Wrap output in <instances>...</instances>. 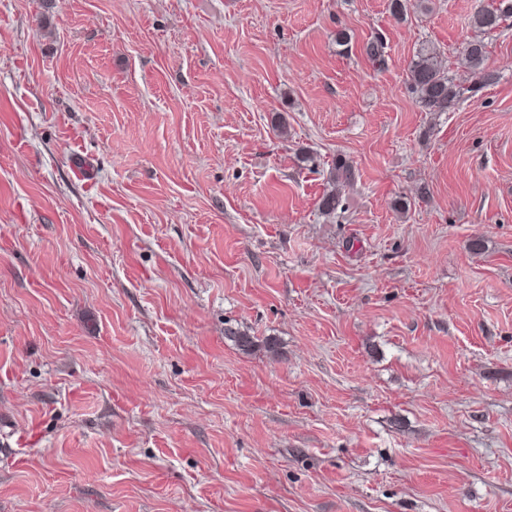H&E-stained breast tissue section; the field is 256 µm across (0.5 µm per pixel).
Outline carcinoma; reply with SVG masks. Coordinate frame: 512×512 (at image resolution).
<instances>
[{"label": "carcinoma", "mask_w": 512, "mask_h": 512, "mask_svg": "<svg viewBox=\"0 0 512 512\" xmlns=\"http://www.w3.org/2000/svg\"><path fill=\"white\" fill-rule=\"evenodd\" d=\"M511 18L512 0H491L488 6L473 15L472 25L482 32H490L500 28ZM485 54L486 44L480 39H473L464 47L467 64L482 84L492 79L483 69ZM408 85L416 102L425 112H446L464 95V89L449 77L443 59L430 47L420 49L411 60L408 66ZM354 180L355 168L352 163L345 156L337 155L329 167L330 190L322 196L320 202V208L325 215L336 214L341 204L340 188ZM224 335L245 352L253 350L258 343L256 337L238 329L227 328Z\"/></svg>", "instance_id": "cac0c4a2"}]
</instances>
